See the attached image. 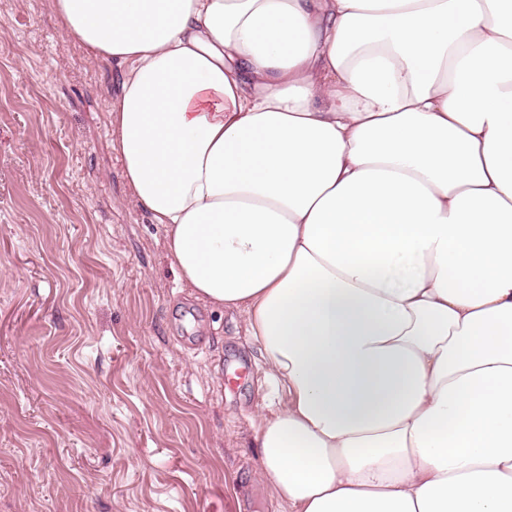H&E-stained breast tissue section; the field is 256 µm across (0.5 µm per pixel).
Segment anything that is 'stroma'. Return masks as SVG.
Here are the masks:
<instances>
[{"instance_id":"stroma-1","label":"stroma","mask_w":512,"mask_h":512,"mask_svg":"<svg viewBox=\"0 0 512 512\" xmlns=\"http://www.w3.org/2000/svg\"><path fill=\"white\" fill-rule=\"evenodd\" d=\"M120 84L51 0H0V512H289L261 353L130 202Z\"/></svg>"}]
</instances>
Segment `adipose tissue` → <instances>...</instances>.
Segmentation results:
<instances>
[{"mask_svg": "<svg viewBox=\"0 0 512 512\" xmlns=\"http://www.w3.org/2000/svg\"><path fill=\"white\" fill-rule=\"evenodd\" d=\"M131 202L243 313L290 512H512V0H53Z\"/></svg>", "mask_w": 512, "mask_h": 512, "instance_id": "1", "label": "adipose tissue"}]
</instances>
